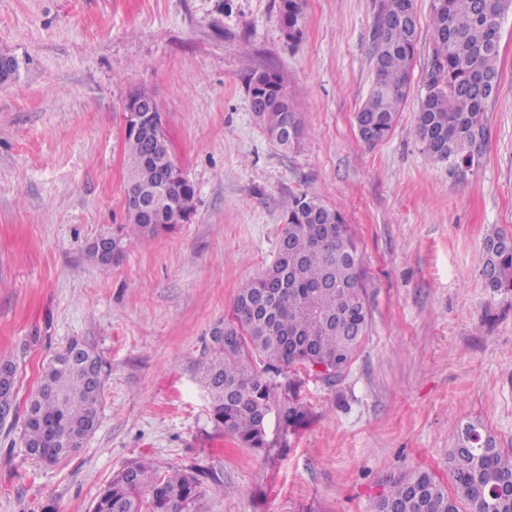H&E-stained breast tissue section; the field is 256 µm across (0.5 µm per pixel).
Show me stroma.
<instances>
[{
    "label": "stroma",
    "mask_w": 512,
    "mask_h": 512,
    "mask_svg": "<svg viewBox=\"0 0 512 512\" xmlns=\"http://www.w3.org/2000/svg\"><path fill=\"white\" fill-rule=\"evenodd\" d=\"M379 0H304L297 39L280 0H0V361L25 406L71 339L107 370L98 425L56 465L0 427V512H91L124 465L199 474L198 512H374L389 481L449 483L460 425L512 449V291L481 275L485 238L512 233V14L499 34L488 145L466 173L426 160L415 135L432 0L408 96L382 142L354 115L374 81ZM283 75L306 135L278 150L256 124L250 70ZM147 91L172 158L195 187L186 224L135 241L109 271L87 258L126 221L124 107ZM338 210L363 259L370 328L335 384L298 373L310 420L270 448L217 427L200 380L209 332L238 288L272 265L282 204Z\"/></svg>",
    "instance_id": "obj_1"
}]
</instances>
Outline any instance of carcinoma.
I'll return each instance as SVG.
<instances>
[{
    "instance_id": "obj_1",
    "label": "carcinoma",
    "mask_w": 512,
    "mask_h": 512,
    "mask_svg": "<svg viewBox=\"0 0 512 512\" xmlns=\"http://www.w3.org/2000/svg\"><path fill=\"white\" fill-rule=\"evenodd\" d=\"M304 0H281L286 35L300 33ZM512 13V0H433L426 95L415 132L433 162L460 168L479 162L486 147V110L498 76L496 27ZM419 36L414 0H380L372 32L375 80L355 114L360 139L372 146L392 131L410 80ZM251 112L268 139L284 152L297 148L304 124L282 74L273 68L248 75ZM127 192L149 195L159 170L178 171L154 218L126 210L131 232L151 240L193 214L195 188L172 159L166 135L147 124L125 127ZM277 257L267 272L241 288L231 317L210 331L215 356L202 363L212 419L243 447L264 451L268 420L282 438L310 419L290 377L321 363L336 367L333 383L351 364L369 329L362 300L361 256L341 214L307 194L291 195L283 207ZM112 254L95 243L88 257L108 267L127 246V233H112ZM484 285L512 291V235L484 242ZM17 366L0 368V409L16 406ZM103 363L83 339H72L45 368L29 397L22 439L27 455L57 463L76 453L98 424L104 388ZM452 487L427 470L390 480L376 512H512V451L498 447L479 420L461 425L448 449ZM200 479L193 473L161 475L144 462L119 470L99 492L92 512H197Z\"/></svg>"
}]
</instances>
